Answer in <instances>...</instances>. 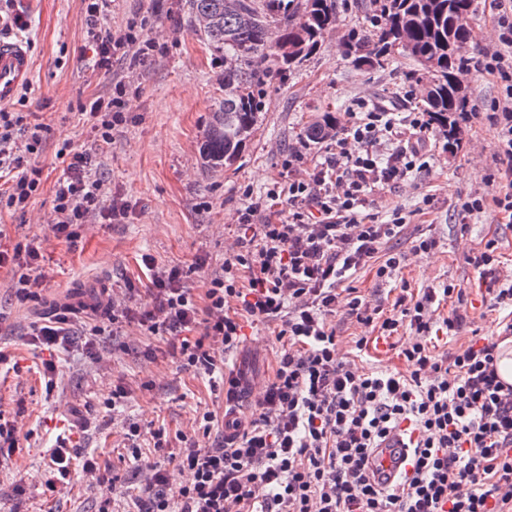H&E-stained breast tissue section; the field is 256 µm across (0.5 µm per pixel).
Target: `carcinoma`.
<instances>
[{"label":"carcinoma","instance_id":"carcinoma-1","mask_svg":"<svg viewBox=\"0 0 512 512\" xmlns=\"http://www.w3.org/2000/svg\"><path fill=\"white\" fill-rule=\"evenodd\" d=\"M472 6L473 0H376L381 25L348 41V51L359 63L384 66L392 58L389 47L398 41L411 45L406 57L432 61L438 83L423 102L424 111L448 129L454 143L466 98L451 79L466 64ZM187 9L193 21L200 15L210 19L204 30L194 31L198 39L224 59H237L235 66H224L226 96L212 112L200 146L207 166L230 168L257 130L268 82L288 75L336 26V0H187ZM244 13L252 17L248 26L240 22ZM335 128L336 121L326 113L305 135L320 141Z\"/></svg>","mask_w":512,"mask_h":512}]
</instances>
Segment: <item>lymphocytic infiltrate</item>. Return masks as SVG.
Returning <instances> with one entry per match:
<instances>
[{"label": "lymphocytic infiltrate", "mask_w": 512, "mask_h": 512, "mask_svg": "<svg viewBox=\"0 0 512 512\" xmlns=\"http://www.w3.org/2000/svg\"><path fill=\"white\" fill-rule=\"evenodd\" d=\"M86 2L96 67L117 57L142 67L160 50L135 26L111 30L105 0ZM498 8L500 47L477 68L495 76L501 89L491 114V161L501 191L490 200L459 197L464 221L489 203L512 218V0H498ZM131 89L120 79L109 96L82 104L94 149L66 143L57 150L61 173L49 219L55 239L74 246L84 225L129 218L128 201L107 191L98 156L127 121ZM432 125L426 112L398 117L355 100L323 160H310L307 143H299L282 159L283 180L262 196L243 190L234 245L220 270L208 274L203 296H195L188 278L204 269L205 258L182 267L147 254L145 302L136 303L130 283L108 299L105 322L90 329L86 350H93L95 337L131 327L166 336L165 353L179 370L221 374L229 404L222 433L213 434L206 411L197 416L195 433L180 435L174 458L186 480L178 488L170 487L161 465H148L136 512H512V384L498 371L512 320L499 337L447 358L435 354L432 331L442 326L452 339L467 324L463 288L449 283L399 294L397 314L387 317L382 305L345 286L365 268L374 269L378 287L390 286L408 254L435 249L436 238L421 232L410 252L388 250L410 214L397 208L385 217L369 209L371 195L417 170ZM48 132L36 113L0 106V209L26 212L39 195L37 156ZM281 199L288 203L284 217L274 209ZM44 243L35 235L0 250V268L9 269L20 303L40 302L54 276ZM466 260L479 270L491 304L512 307V272L502 270L497 240L471 249ZM450 298L454 309L438 318ZM341 309L357 323H378L385 336L403 335L406 370L367 368L340 356L330 319ZM79 319V308L56 305L50 319L29 324L28 341L48 352L68 349ZM249 322L272 327L282 351L272 377L244 395L247 371L224 365ZM395 434L408 438L412 470L387 488L372 480L368 461Z\"/></svg>", "instance_id": "obj_1"}]
</instances>
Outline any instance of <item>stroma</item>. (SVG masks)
Here are the masks:
<instances>
[{
    "mask_svg": "<svg viewBox=\"0 0 512 512\" xmlns=\"http://www.w3.org/2000/svg\"><path fill=\"white\" fill-rule=\"evenodd\" d=\"M497 0H474L469 19L472 39L467 49V117L461 121V140L449 146L441 129L431 135L429 165L414 172L408 182L393 185L371 196L372 208L385 212L400 206L411 211V225L430 229L437 249L424 257L409 258L396 283L411 289L441 287L452 282L466 293L471 320L469 331L457 340L436 341V354L465 348L473 336H494L501 331L504 310L491 307L477 270L465 262L468 251L480 241L497 238L504 263L512 265V222L494 206L459 223L456 203L460 196L478 191L493 198L500 184L493 176L489 147L493 140L489 114L500 95L496 80L477 72L473 61L497 43ZM14 8L25 16L29 29L10 33L12 41L25 43L33 68L26 109L49 124L50 134L39 158L45 189L26 215L3 213L7 224L6 246L32 235H46L45 215L51 208L50 190L60 174L55 152L63 142L92 148L89 128L79 119L81 103L109 95L112 82L126 72L125 61H113L109 69H94L86 40L84 0H16ZM338 22L326 34L321 47L287 78L273 80L266 89L260 127L242 157L231 168L206 169L198 153L217 98L223 97L224 62L193 33L186 0H165L155 11L153 0H113L109 17L112 28L130 22H146L166 36V50L155 55L141 70L137 93L128 95L126 124L115 132L101 155V167L113 193L132 206L125 224H91L84 228L76 248L52 242L46 261L56 270L43 292L40 306L17 303L8 289L9 276L0 269V350L8 360L0 364V417L10 420L23 411L25 434L9 470L0 473V512H95L94 489L82 472L86 458L117 474L125 493L121 512H133L141 493L143 475L124 446L123 431L113 423L105 406L114 384L126 386L131 395L123 415L138 421L142 459L158 461L150 428L169 434L190 432L197 413L224 416V396L213 390L208 377L176 369L164 356L146 357V348L163 346L162 337L133 332L100 341L103 361L76 350L60 353L58 391L45 399L38 368L40 349L29 345V323L49 315L53 304L81 296L96 303L101 288H122L133 282L146 288L141 263L149 254L163 264L188 266L197 257L208 260L209 270L224 261L231 214L242 205L241 193L251 189L263 195L278 180L281 160L288 148L304 136L306 125L332 113L336 120L357 97L375 103H394L396 111L420 107L419 98L396 100V93L416 89L417 65L399 57L384 67L354 64L346 45L355 31L371 30L373 0H337ZM433 202L420 209L423 196ZM339 352L347 354L353 339L366 337L360 358L367 367L404 370L396 338L379 337L372 326L337 315ZM245 338L228 365H243L256 380L267 379L282 349L265 325L245 326ZM67 437L73 462L69 484L47 491L49 451L60 437Z\"/></svg>",
    "mask_w": 512,
    "mask_h": 512,
    "instance_id": "obj_1",
    "label": "stroma"
}]
</instances>
